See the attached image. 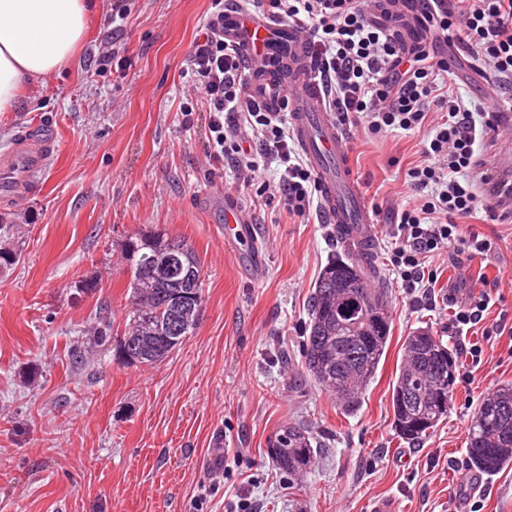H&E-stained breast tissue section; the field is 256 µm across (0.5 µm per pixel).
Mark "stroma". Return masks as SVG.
<instances>
[{
    "instance_id": "1",
    "label": "stroma",
    "mask_w": 512,
    "mask_h": 512,
    "mask_svg": "<svg viewBox=\"0 0 512 512\" xmlns=\"http://www.w3.org/2000/svg\"><path fill=\"white\" fill-rule=\"evenodd\" d=\"M95 2L80 51L29 83L17 111L0 112V161L19 162L29 128L47 125L55 136L33 181L0 194V217L13 226L0 248L21 254L0 274V512H233L242 500L254 512H367L379 497L394 499L399 512H456L474 408L512 382V338L489 332L498 314L512 319V283H502L467 335L448 326L458 305L480 295L482 277L512 274V223L470 220L496 248L471 261L465 288L450 281V248L425 260L443 272L433 297L403 288L390 262L395 213L442 110L431 108L420 130L352 132L350 163L374 209L393 328L361 407L343 414L303 368L313 285L346 253L335 226L295 222L275 202L243 209L262 231L259 281L224 248V201L243 197L231 162L211 157L202 98L187 94L188 55L211 0H128L117 23L112 0ZM116 24L127 58L120 78L93 59ZM439 82L471 110L493 111L491 84L468 62L450 65ZM150 229L193 247L204 302L193 333L146 365L95 338L104 307L113 336L123 334L133 301L121 247ZM425 326L458 352L459 376L447 417L408 442L392 426V385L405 337ZM472 345L482 355L470 368L463 350ZM288 423L317 442L312 469L292 481L264 454ZM467 512H512V466L484 482Z\"/></svg>"
}]
</instances>
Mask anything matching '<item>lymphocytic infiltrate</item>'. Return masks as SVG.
Listing matches in <instances>:
<instances>
[{
  "label": "lymphocytic infiltrate",
  "mask_w": 512,
  "mask_h": 512,
  "mask_svg": "<svg viewBox=\"0 0 512 512\" xmlns=\"http://www.w3.org/2000/svg\"><path fill=\"white\" fill-rule=\"evenodd\" d=\"M254 6L312 36V74L338 125H362L374 136L409 131L425 126L430 105L446 108L445 121L430 127L424 163L406 173L409 189L423 201L402 207L396 220L399 244L391 263L405 287L436 283V273L426 272L423 260L442 244L455 245L471 260L487 256L491 239L464 231L462 223L478 210L491 214L512 203V184L494 186L489 205H481L471 174L483 165L478 147L491 140L496 127L492 116L436 95L447 59L426 46L407 45L400 33L376 21L378 0H238L240 10ZM421 16V26L435 40L464 45L477 71L493 84L498 102L512 105V0H422ZM223 17L224 0H211V13L189 54L193 89L210 112L212 156L231 159L240 193L258 197L268 191L258 180L260 162L276 160L282 168L280 204L289 215L310 217L318 210V182L288 143L287 113H272L248 94L245 59L217 26Z\"/></svg>",
  "instance_id": "obj_1"
}]
</instances>
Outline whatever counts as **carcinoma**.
Returning a JSON list of instances; mask_svg holds the SVG:
<instances>
[{
    "label": "carcinoma",
    "instance_id": "obj_1",
    "mask_svg": "<svg viewBox=\"0 0 512 512\" xmlns=\"http://www.w3.org/2000/svg\"><path fill=\"white\" fill-rule=\"evenodd\" d=\"M129 286L136 307L120 338L119 355L127 362L152 365L163 361L178 346L170 340L169 327L177 311L174 294L178 289L170 280L152 276L145 268L166 264L178 258L184 271L201 274L194 249L181 238L157 231L132 237L124 244ZM376 274L371 258L348 256L334 259L320 272L311 294L309 324L304 336V369L318 387L332 392L336 406L353 412L375 378L390 341L391 320L384 325L371 324L355 336L336 326V307L352 304L343 288L350 281L354 294L367 295L388 307L384 289L370 286ZM197 297L196 313L184 321L185 332L196 329L203 308L202 281L193 284ZM403 362L392 386L393 426L396 434L416 440L435 429L448 413L449 401L438 402L429 396L433 368H441L447 385L455 389L459 376L457 361L442 337L422 329L407 336L402 344ZM414 391L419 405L402 404L399 388ZM279 447L270 456L272 463L288 479H293L315 463L314 437L301 425L279 427ZM467 454L470 467L485 474L496 473L512 465V382L501 384L476 408L468 431Z\"/></svg>",
    "mask_w": 512,
    "mask_h": 512
}]
</instances>
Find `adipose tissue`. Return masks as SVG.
<instances>
[{
	"mask_svg": "<svg viewBox=\"0 0 512 512\" xmlns=\"http://www.w3.org/2000/svg\"><path fill=\"white\" fill-rule=\"evenodd\" d=\"M91 0H0V112L25 82L61 69L83 42Z\"/></svg>",
	"mask_w": 512,
	"mask_h": 512,
	"instance_id": "1",
	"label": "adipose tissue"
}]
</instances>
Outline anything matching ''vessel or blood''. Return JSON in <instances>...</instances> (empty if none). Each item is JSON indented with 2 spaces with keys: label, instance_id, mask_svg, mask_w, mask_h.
<instances>
[{
  "label": "vessel or blood",
  "instance_id": "1",
  "mask_svg": "<svg viewBox=\"0 0 512 512\" xmlns=\"http://www.w3.org/2000/svg\"><path fill=\"white\" fill-rule=\"evenodd\" d=\"M224 40L245 54L248 91L270 110L288 109L292 135L314 172L320 188L321 210L335 224L339 240L351 252L374 240L373 209L349 164L345 136L323 104L322 89L309 72L312 38L297 28L272 22L259 12L224 10ZM287 96H278V88ZM39 158L23 170H0V184L10 185L18 178L30 179L48 162L54 151V136L41 129L31 136ZM224 246L237 251L248 249L255 255L254 278L264 275L260 261L259 235L246 227L232 201H225Z\"/></svg>",
  "mask_w": 512,
  "mask_h": 512
}]
</instances>
